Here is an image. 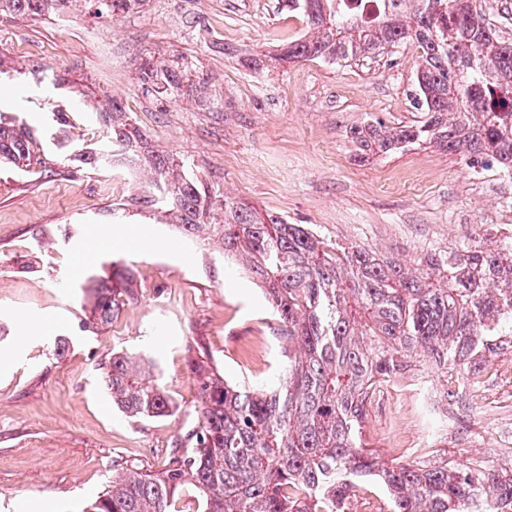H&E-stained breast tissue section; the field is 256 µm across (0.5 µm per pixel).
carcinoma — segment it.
Returning a JSON list of instances; mask_svg holds the SVG:
<instances>
[{"mask_svg": "<svg viewBox=\"0 0 512 512\" xmlns=\"http://www.w3.org/2000/svg\"><path fill=\"white\" fill-rule=\"evenodd\" d=\"M73 0H0V16L57 15ZM99 13H127L144 0H84ZM291 0L309 34L281 61L348 62L412 45L422 65L413 87L423 120L383 129L376 120L352 134L362 150L388 152L435 140L470 170L495 168L512 179V39L488 21L485 0ZM139 80L175 99L198 65L178 57L165 67L143 62ZM99 115L109 143L87 145L74 160L106 168L113 151L154 174L142 202L168 212L185 236L218 240L261 283L288 341V365L272 388L234 386L208 376L197 430L152 474L112 469L111 484L86 512H178L175 495L192 489L198 512H346L361 479L387 496L386 512H512V475L474 471L441 457L386 466L366 452L359 433L374 384L400 370L396 354L421 352L459 371L512 336V240L431 257L412 273L377 260L361 246L335 248L304 224L261 215L213 194L173 155L149 146L146 133L112 102ZM32 126L0 117V164L23 169L35 158ZM117 284L87 279L83 331L112 322L135 299L134 273ZM446 280L436 287L432 280ZM155 361L122 350L100 370L114 403L132 418L170 413L172 401L149 375Z\"/></svg>", "mask_w": 512, "mask_h": 512, "instance_id": "obj_1", "label": "carcinoma"}]
</instances>
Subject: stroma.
<instances>
[{
	"label": "stroma",
	"instance_id": "35a3bbf8",
	"mask_svg": "<svg viewBox=\"0 0 512 512\" xmlns=\"http://www.w3.org/2000/svg\"><path fill=\"white\" fill-rule=\"evenodd\" d=\"M288 0H146L98 14L75 0L65 20L0 18V112L38 129L45 165L0 166V512H85L114 465L156 473L198 423L207 375L254 386L287 363L260 286L220 246L187 240L142 199L149 169H79L54 145L57 113L69 141L101 142L95 115L122 102L151 146L182 159L212 191L305 224L331 243L360 245L404 268L499 238L512 225V181L475 174L425 141L364 154L350 130L420 119L411 89L421 63L402 45L348 63L277 62L307 35ZM199 61L198 79L160 102L138 79L144 57ZM263 66H254L256 58ZM68 70L79 92L20 83L12 70ZM131 268L136 297L111 325L81 332L85 277ZM72 341L56 357V337ZM154 359L170 397L166 417L113 405L98 370L113 352ZM380 383L361 444L387 462L482 459L512 472L498 448L512 432V348L470 363L457 382L426 356L402 357Z\"/></svg>",
	"mask_w": 512,
	"mask_h": 512
}]
</instances>
